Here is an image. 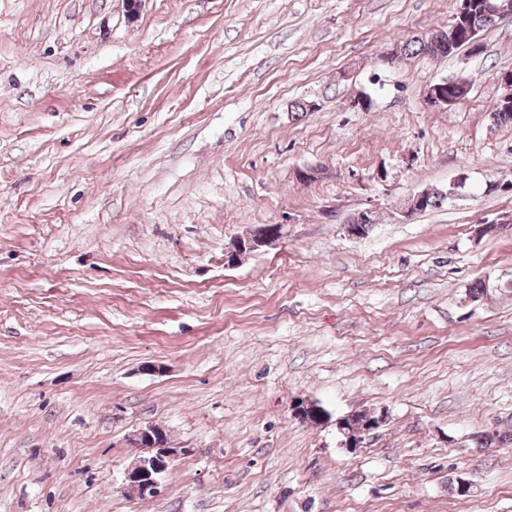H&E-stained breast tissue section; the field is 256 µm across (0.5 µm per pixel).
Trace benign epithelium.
<instances>
[{
    "instance_id": "7a95c632",
    "label": "benign epithelium",
    "mask_w": 512,
    "mask_h": 512,
    "mask_svg": "<svg viewBox=\"0 0 512 512\" xmlns=\"http://www.w3.org/2000/svg\"><path fill=\"white\" fill-rule=\"evenodd\" d=\"M465 13V4H460L449 21L440 26H435L425 32L427 39L438 44L446 50L448 49V32H459L462 30V20ZM448 84V80L443 79L433 85L428 86L423 94V100L426 106L433 110H443L448 108L450 102L442 94V86ZM467 177L457 176L445 187H427L410 198L403 211V215L410 217L425 207L428 200L436 196L447 198L457 196L466 186ZM371 223V212L368 210L360 211L352 216L345 224L346 234L352 238L364 236L361 231V225ZM282 225L274 224L270 227L263 225L253 229L248 236L238 239L232 248L224 254V265L233 267L238 264L241 256L259 250L281 237ZM384 421L383 416L372 418L355 431L344 427L343 422H337V427L342 435L341 445L350 450L361 447L365 436L377 429ZM131 443L136 448L148 450V455L139 457L136 462L128 469L125 474V489L127 495L135 500H142L154 497L159 492L160 480L165 473L164 463L169 462L178 454L185 452L183 448H173L166 441L165 432L156 426H149L138 430L131 439Z\"/></svg>"
}]
</instances>
